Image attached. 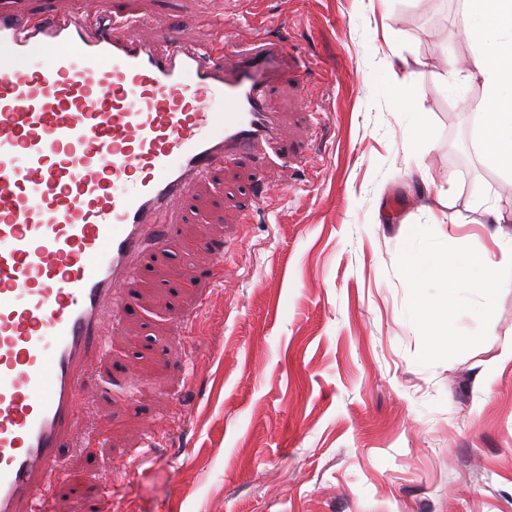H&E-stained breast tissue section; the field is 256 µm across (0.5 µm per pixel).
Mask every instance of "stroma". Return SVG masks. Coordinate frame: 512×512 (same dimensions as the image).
I'll use <instances>...</instances> for the list:
<instances>
[{"mask_svg":"<svg viewBox=\"0 0 512 512\" xmlns=\"http://www.w3.org/2000/svg\"><path fill=\"white\" fill-rule=\"evenodd\" d=\"M110 2L189 41L229 22L228 56L282 20L268 77L283 137L193 190L178 289L135 283L44 512H512V284L483 344L425 367L397 269L417 224L495 259L512 248V172L465 106L482 86L465 77L464 0ZM403 59L414 104L397 111L386 74ZM202 241L224 245L203 302ZM118 368L138 371L135 396L109 385Z\"/></svg>","mask_w":512,"mask_h":512,"instance_id":"obj_1","label":"stroma"}]
</instances>
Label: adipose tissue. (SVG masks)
<instances>
[{
	"instance_id": "adipose-tissue-1",
	"label": "adipose tissue",
	"mask_w": 512,
	"mask_h": 512,
	"mask_svg": "<svg viewBox=\"0 0 512 512\" xmlns=\"http://www.w3.org/2000/svg\"><path fill=\"white\" fill-rule=\"evenodd\" d=\"M458 27L480 41L470 75L483 92L469 107L482 118L485 155L512 170V0H465Z\"/></svg>"
}]
</instances>
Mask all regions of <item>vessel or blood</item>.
Masks as SVG:
<instances>
[{"instance_id": "b4317fda", "label": "vessel or blood", "mask_w": 512, "mask_h": 512, "mask_svg": "<svg viewBox=\"0 0 512 512\" xmlns=\"http://www.w3.org/2000/svg\"><path fill=\"white\" fill-rule=\"evenodd\" d=\"M278 45L229 58L141 37L96 0L31 19L0 5V512H37L59 481L87 365L191 222L192 186L279 139ZM203 251L221 281L223 245Z\"/></svg>"}]
</instances>
